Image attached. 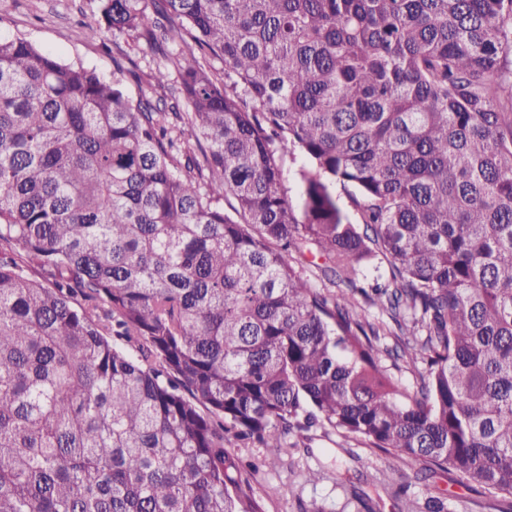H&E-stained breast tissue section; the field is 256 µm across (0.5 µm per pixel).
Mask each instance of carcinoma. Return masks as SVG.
I'll use <instances>...</instances> for the list:
<instances>
[{"label": "carcinoma", "mask_w": 512, "mask_h": 512, "mask_svg": "<svg viewBox=\"0 0 512 512\" xmlns=\"http://www.w3.org/2000/svg\"><path fill=\"white\" fill-rule=\"evenodd\" d=\"M163 20L185 112L0 37V512H266L313 427L512 498V0H98L91 31L163 53ZM383 364L387 366L391 375L408 391L416 390V384L418 380V372L422 371V365H418L414 368L412 365L399 360L397 366L394 365L392 359L387 357L383 358Z\"/></svg>", "instance_id": "carcinoma-1"}]
</instances>
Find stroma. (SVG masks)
<instances>
[{
  "instance_id": "1",
  "label": "stroma",
  "mask_w": 512,
  "mask_h": 512,
  "mask_svg": "<svg viewBox=\"0 0 512 512\" xmlns=\"http://www.w3.org/2000/svg\"><path fill=\"white\" fill-rule=\"evenodd\" d=\"M98 13V0H0V35L22 36L62 60L112 75L113 55L124 53L135 65L136 78L126 81L130 97L150 89L148 76L164 66L161 55L129 36L89 38L87 26ZM320 472L305 482L307 470ZM266 490V512H357V496H364L373 512H425V504L440 498L450 512H498L499 505L478 485H464L455 474L422 473L417 462L365 448L359 441L330 431H314L308 447L289 449L280 463L259 474Z\"/></svg>"
}]
</instances>
